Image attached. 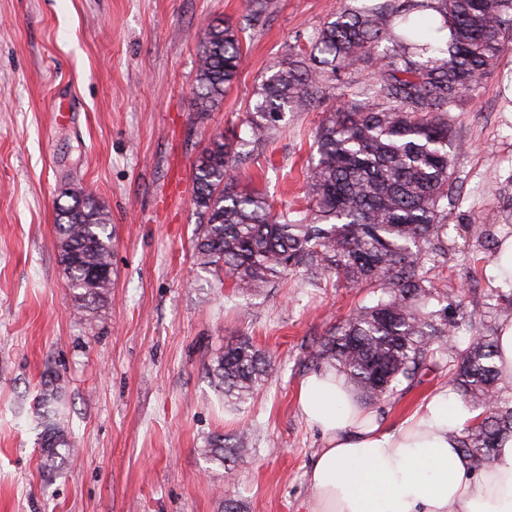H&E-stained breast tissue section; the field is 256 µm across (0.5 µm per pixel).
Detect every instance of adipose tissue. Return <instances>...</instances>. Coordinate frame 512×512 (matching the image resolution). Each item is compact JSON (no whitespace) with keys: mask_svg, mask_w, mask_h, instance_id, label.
<instances>
[{"mask_svg":"<svg viewBox=\"0 0 512 512\" xmlns=\"http://www.w3.org/2000/svg\"><path fill=\"white\" fill-rule=\"evenodd\" d=\"M304 419L325 442L308 473L310 512H512V439L477 471L456 433L477 411L448 392L426 399L399 426L376 421L336 372L305 378Z\"/></svg>","mask_w":512,"mask_h":512,"instance_id":"1","label":"adipose tissue"}]
</instances>
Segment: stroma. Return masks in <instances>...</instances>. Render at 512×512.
<instances>
[{
	"label": "stroma",
	"instance_id": "stroma-1",
	"mask_svg": "<svg viewBox=\"0 0 512 512\" xmlns=\"http://www.w3.org/2000/svg\"><path fill=\"white\" fill-rule=\"evenodd\" d=\"M340 0H274L246 21V0H0V512H307V471L323 438L297 394L314 373L317 338L370 304L371 288L288 273L242 294L202 269L191 239L202 217L194 163L218 133L246 136L244 119L268 68L310 36ZM215 20L243 27L246 65L208 112L193 102L199 34ZM72 101L62 124L55 105ZM325 108L286 113L275 140L249 154L238 188L276 209L308 204L307 161ZM462 149L448 203V261L428 276L462 299L485 331L504 320L489 297L485 232L512 225V45L451 113ZM93 191L109 214L112 288L74 309L59 262L64 189ZM272 357L251 399L225 406L208 368L231 339ZM62 392L58 421L77 458L43 463L36 406L45 380ZM447 374L372 403L398 426ZM242 427L253 445L229 468L202 450Z\"/></svg>",
	"mask_w": 512,
	"mask_h": 512
}]
</instances>
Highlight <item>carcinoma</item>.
<instances>
[{
	"instance_id": "1",
	"label": "carcinoma",
	"mask_w": 512,
	"mask_h": 512,
	"mask_svg": "<svg viewBox=\"0 0 512 512\" xmlns=\"http://www.w3.org/2000/svg\"><path fill=\"white\" fill-rule=\"evenodd\" d=\"M272 0H249L257 24ZM222 21L200 41L194 106L204 113L244 65L239 33ZM385 50L378 51L381 43ZM512 42V0H381L342 4L309 39V52L288 47L270 66L248 112V137L213 136L194 165L193 205L205 218L193 251L200 265L244 292L274 285L287 271L308 280L333 274L352 286L380 291L357 307L311 352L313 366L343 374L376 402L403 384L414 385L445 360L457 393L478 419L456 435L474 470L490 467L512 437V397L499 387L497 341L474 328L464 306L446 304L426 276L428 264L448 258L443 201L453 199L456 150L448 112L487 79ZM371 66L367 82L351 80L357 65ZM355 87L352 98L325 112L306 173L309 206L276 211L261 193L237 191L244 149L266 146L286 112H306L336 83ZM58 207L59 257L75 309L107 297L112 279L89 282L112 267L108 214L90 193H72ZM441 303L431 308L430 301ZM472 330L466 347L448 346V333ZM271 359L249 340L216 353L209 372L224 403L241 408L268 376ZM59 386L45 383L38 417L46 463L75 443L57 421ZM242 429L209 438L203 454L223 467L248 447Z\"/></svg>"
}]
</instances>
